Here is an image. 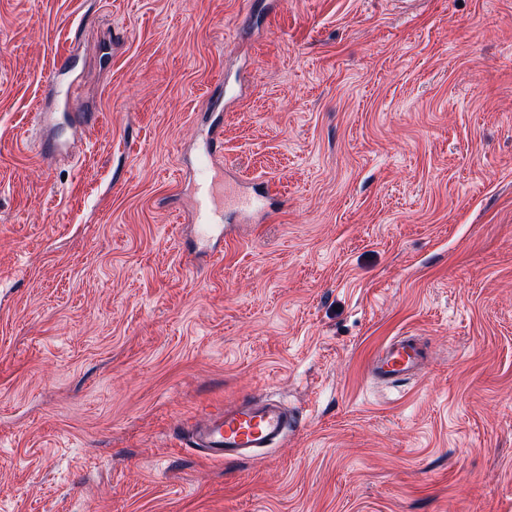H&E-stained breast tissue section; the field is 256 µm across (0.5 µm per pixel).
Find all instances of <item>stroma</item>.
<instances>
[{
	"mask_svg": "<svg viewBox=\"0 0 512 512\" xmlns=\"http://www.w3.org/2000/svg\"><path fill=\"white\" fill-rule=\"evenodd\" d=\"M66 52L95 118L47 164ZM213 122L270 204L217 259ZM247 394L302 428L185 447ZM0 512H512V0H0ZM427 361V351L413 336H396L382 346L368 363L371 377L391 384L419 375Z\"/></svg>",
	"mask_w": 512,
	"mask_h": 512,
	"instance_id": "obj_1",
	"label": "stroma"
}]
</instances>
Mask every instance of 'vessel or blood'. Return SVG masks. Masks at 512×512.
Masks as SVG:
<instances>
[{
  "mask_svg": "<svg viewBox=\"0 0 512 512\" xmlns=\"http://www.w3.org/2000/svg\"><path fill=\"white\" fill-rule=\"evenodd\" d=\"M71 71L70 59L64 58L55 66L45 83L46 99L57 101L61 111L79 129L86 128L91 118L75 111V101L59 85L62 75ZM222 141L220 127L208 132L206 150L198 168L203 178L198 186L196 215L198 222H211L223 205H231L240 211L261 208L259 198L232 193L225 189L221 178L209 175L216 149ZM427 361V352L418 340L411 336H398L382 346L368 363L371 377L391 384L401 383L419 375ZM299 426L281 405L266 398L248 395L234 404L205 414L195 421L190 431V446L204 456L214 459L244 461L254 458L258 451L279 444Z\"/></svg>",
  "mask_w": 512,
  "mask_h": 512,
  "instance_id": "b4317fda",
  "label": "vessel or blood"
}]
</instances>
